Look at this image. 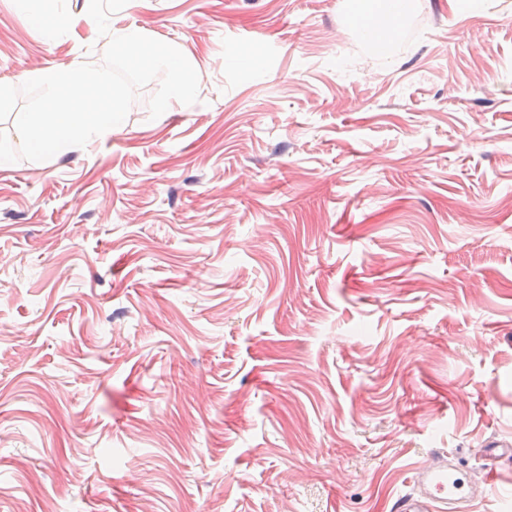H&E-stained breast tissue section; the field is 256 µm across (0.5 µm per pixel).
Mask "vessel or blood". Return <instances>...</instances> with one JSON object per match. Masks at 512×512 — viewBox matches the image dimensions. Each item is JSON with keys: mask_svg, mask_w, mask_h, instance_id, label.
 Here are the masks:
<instances>
[{"mask_svg": "<svg viewBox=\"0 0 512 512\" xmlns=\"http://www.w3.org/2000/svg\"><path fill=\"white\" fill-rule=\"evenodd\" d=\"M493 476H485L483 488H476L468 474L449 461L446 454H433L415 472L413 493L400 496L393 512H469L471 502L492 488Z\"/></svg>", "mask_w": 512, "mask_h": 512, "instance_id": "1", "label": "vessel or blood"}]
</instances>
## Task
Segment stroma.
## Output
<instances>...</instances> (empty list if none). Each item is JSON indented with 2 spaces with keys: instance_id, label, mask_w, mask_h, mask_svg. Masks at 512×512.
<instances>
[{
  "instance_id": "stroma-1",
  "label": "stroma",
  "mask_w": 512,
  "mask_h": 512,
  "mask_svg": "<svg viewBox=\"0 0 512 512\" xmlns=\"http://www.w3.org/2000/svg\"><path fill=\"white\" fill-rule=\"evenodd\" d=\"M0 0V84L107 38ZM129 0L195 104L0 170V512H391L512 439V0ZM29 21L39 28L42 36L47 39H53L63 24L61 15L56 12L49 13L46 10L48 0H27Z\"/></svg>"
}]
</instances>
